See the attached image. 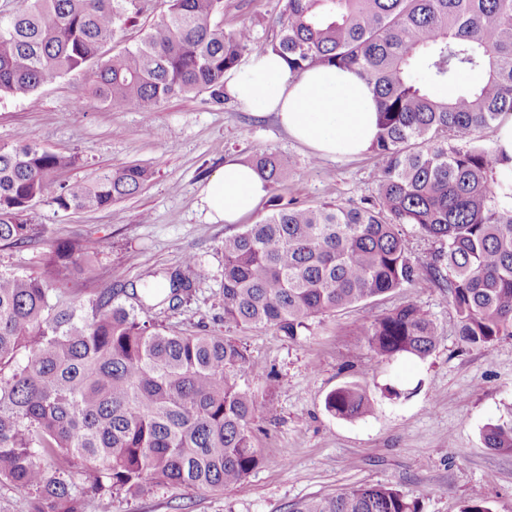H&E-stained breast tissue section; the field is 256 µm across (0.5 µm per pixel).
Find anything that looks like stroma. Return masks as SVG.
I'll return each mask as SVG.
<instances>
[{"label":"stroma","instance_id":"35a3bbf8","mask_svg":"<svg viewBox=\"0 0 512 512\" xmlns=\"http://www.w3.org/2000/svg\"><path fill=\"white\" fill-rule=\"evenodd\" d=\"M283 5L224 0V27L251 26L256 45H263L278 34ZM86 82V72L76 71L41 87L35 101L0 98V145L35 143L77 156L62 175L69 183L130 162L147 165L153 176L138 194L106 209L64 211L52 200L40 201L29 213L39 236L26 247L1 248L0 271L36 274L59 241L96 239L98 254L63 286L66 299L84 308L92 289H139L154 274L181 271L192 283L189 295L175 307L155 309V320L245 346L251 361L239 384L258 404L254 435L261 463L244 487L154 486L136 498L114 497L112 512H288L311 496L373 484L395 487L420 512H462L476 490L489 512H512V453L483 441L487 425L512 416V336L485 347L463 343L444 286L418 278L317 318L293 338L223 320L224 239L240 226L211 223L199 193L225 159L267 150L292 156L296 169L278 192L312 204L373 195L376 158L315 157L274 116L254 115L232 98L216 105L205 93L171 97L153 112L80 107ZM187 253L197 266L183 265ZM407 302L434 324L435 348L423 358L374 356L363 324ZM348 382L371 397L370 415L346 420L326 410V396Z\"/></svg>","mask_w":512,"mask_h":512}]
</instances>
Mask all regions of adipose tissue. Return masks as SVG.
Here are the masks:
<instances>
[{
    "label": "adipose tissue",
    "mask_w": 512,
    "mask_h": 512,
    "mask_svg": "<svg viewBox=\"0 0 512 512\" xmlns=\"http://www.w3.org/2000/svg\"><path fill=\"white\" fill-rule=\"evenodd\" d=\"M225 80L237 101L255 114H274L290 137L316 154H361L378 133L374 92L355 71L313 66L293 76L281 55L257 51ZM269 192L268 183L250 164L230 157L200 195L210 221L234 224L251 214Z\"/></svg>",
    "instance_id": "adipose-tissue-1"
}]
</instances>
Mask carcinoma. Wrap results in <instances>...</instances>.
Masks as SVG:
<instances>
[{
	"instance_id": "cac0c4a2",
	"label": "carcinoma",
	"mask_w": 512,
	"mask_h": 512,
	"mask_svg": "<svg viewBox=\"0 0 512 512\" xmlns=\"http://www.w3.org/2000/svg\"><path fill=\"white\" fill-rule=\"evenodd\" d=\"M143 41L108 58L116 29L154 10V0H11L0 12V97L89 70L80 104L155 111L173 95L207 92L224 103V75L255 48L247 26L224 30V0H164ZM291 73L313 65L356 71L377 96V192L357 205H299L280 194L257 224L224 239V321L297 336L327 313L392 292L420 270L402 227L440 244L426 275L445 282L462 340L484 346L512 336V166L478 134L512 116V0H285L279 34L260 47ZM466 83L452 98L437 85ZM77 163L36 144L0 146V247L31 244L27 215L41 199L98 210L139 193L152 170H101L83 183L60 174ZM251 165L271 187L295 167L276 151ZM100 249L61 241L36 275L0 272V483L33 495L29 512H84L95 501L136 497L153 484L222 489L261 463L257 409L237 375L246 350L222 336L173 332L152 309L190 288L178 271L168 290L94 292L88 311L55 297L58 285ZM378 357H423L438 341L415 303L363 328ZM342 419L372 411L356 384L331 391ZM486 447L512 452V415L484 431ZM83 476L77 485L74 476ZM290 512H419L385 485L342 487Z\"/></svg>"
}]
</instances>
